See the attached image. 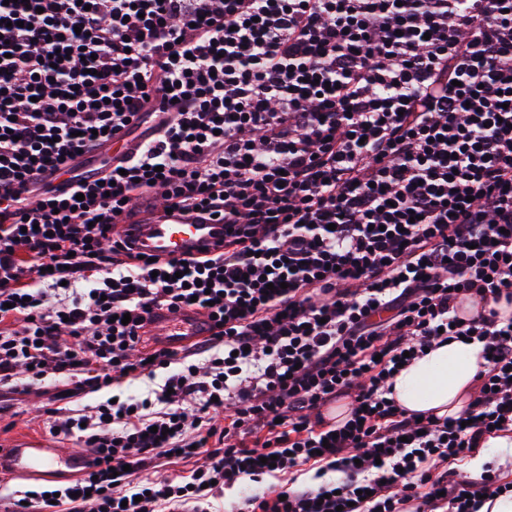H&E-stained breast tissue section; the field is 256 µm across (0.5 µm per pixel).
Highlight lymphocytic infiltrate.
<instances>
[{"label":"lymphocytic infiltrate","instance_id":"f902f5d3","mask_svg":"<svg viewBox=\"0 0 512 512\" xmlns=\"http://www.w3.org/2000/svg\"><path fill=\"white\" fill-rule=\"evenodd\" d=\"M159 207L223 224V244L151 262L112 235ZM502 305L512 0L0 4V389L160 382L50 410L93 471L4 512H208L312 461L342 479L236 512H478L512 495L501 469L456 470L512 431ZM191 306L211 336L142 349L156 310ZM460 337L486 356L470 410L406 414L395 373ZM201 455L189 478L157 473ZM322 464L312 465V462L298 467L297 469H301L302 471L295 472L296 469L290 470V472L280 473L278 477L265 475L259 479H254L245 477L242 481H240L235 487L231 489H225L223 496H218L215 499L210 498L209 500L214 504V510H219L218 512H225L224 509L229 510V505L231 502L238 500L247 495L261 493L263 491H268L269 488L285 485L288 483V479L293 475L298 477L297 483H317L320 480H314L315 473L321 469ZM293 472V473H292Z\"/></svg>","mask_w":512,"mask_h":512}]
</instances>
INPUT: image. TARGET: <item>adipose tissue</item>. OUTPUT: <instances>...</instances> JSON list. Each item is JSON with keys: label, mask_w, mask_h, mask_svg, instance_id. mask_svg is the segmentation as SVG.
I'll list each match as a JSON object with an SVG mask.
<instances>
[{"label": "adipose tissue", "mask_w": 512, "mask_h": 512, "mask_svg": "<svg viewBox=\"0 0 512 512\" xmlns=\"http://www.w3.org/2000/svg\"><path fill=\"white\" fill-rule=\"evenodd\" d=\"M481 346L453 340L432 346L393 379L391 395L407 413L457 415L474 397Z\"/></svg>", "instance_id": "adipose-tissue-1"}]
</instances>
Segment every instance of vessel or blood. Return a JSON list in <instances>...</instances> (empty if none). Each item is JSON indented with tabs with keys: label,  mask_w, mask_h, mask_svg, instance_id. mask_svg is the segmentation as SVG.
Returning a JSON list of instances; mask_svg holds the SVG:
<instances>
[{
	"label": "vessel or blood",
	"mask_w": 512,
	"mask_h": 512,
	"mask_svg": "<svg viewBox=\"0 0 512 512\" xmlns=\"http://www.w3.org/2000/svg\"><path fill=\"white\" fill-rule=\"evenodd\" d=\"M129 231L149 253L185 257L213 246L224 228L219 224H185L176 219L133 226L120 223L114 227L119 236ZM153 327L157 345L172 350L208 336L211 329L208 318L190 308L176 318L167 311H157ZM92 462V456L85 451L31 439L17 440L0 450V473L36 480L52 475L76 476L89 470Z\"/></svg>",
	"instance_id": "obj_1"
}]
</instances>
